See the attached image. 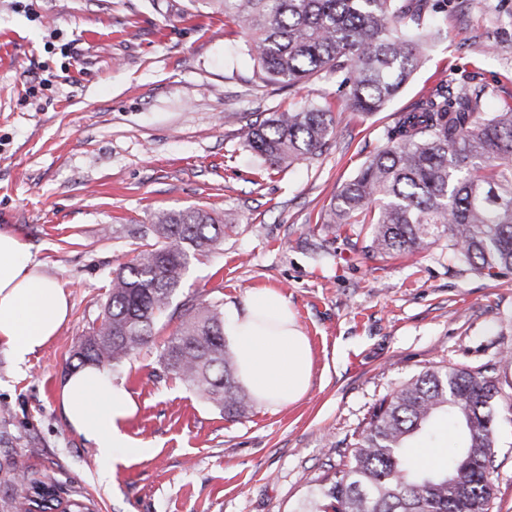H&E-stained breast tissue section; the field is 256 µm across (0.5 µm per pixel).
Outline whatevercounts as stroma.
Wrapping results in <instances>:
<instances>
[{
    "label": "stroma",
    "mask_w": 512,
    "mask_h": 512,
    "mask_svg": "<svg viewBox=\"0 0 512 512\" xmlns=\"http://www.w3.org/2000/svg\"><path fill=\"white\" fill-rule=\"evenodd\" d=\"M442 35L383 111L350 108L339 75L261 84L246 38L189 0H0V230L58 280L71 313L16 368L0 348V408L26 472L82 494L94 512H311L372 406L437 365L492 364L497 409L492 512H512V274L449 267L445 252L379 255L369 231L322 223L331 198L439 86L483 87L482 109L512 103V0H439ZM329 105L322 154L269 168L242 128L277 108ZM232 214L217 248L196 253L153 343L112 371L137 403L144 450L108 478L71 428L66 362L95 324L114 271L161 211ZM274 288L313 352L299 402L230 419L159 353L184 302L223 308Z\"/></svg>",
    "instance_id": "obj_1"
}]
</instances>
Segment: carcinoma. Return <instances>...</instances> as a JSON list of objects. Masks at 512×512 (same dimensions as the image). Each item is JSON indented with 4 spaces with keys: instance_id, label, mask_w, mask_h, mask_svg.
Here are the masks:
<instances>
[{
    "instance_id": "obj_1",
    "label": "carcinoma",
    "mask_w": 512,
    "mask_h": 512,
    "mask_svg": "<svg viewBox=\"0 0 512 512\" xmlns=\"http://www.w3.org/2000/svg\"><path fill=\"white\" fill-rule=\"evenodd\" d=\"M237 24L258 79L294 86L326 71L344 74L347 103L369 115L413 77L435 36L428 0H191ZM483 90L439 87L400 115L386 144L329 204L326 223L367 224L372 252L415 255L439 244L448 264L488 279L512 273V107L480 111ZM335 130L330 109L277 110L244 128L247 145L271 166L315 156ZM231 221L201 209L156 213L139 228L150 240L113 272L100 322L68 363L117 367L154 339L181 288L190 258L217 247ZM183 320L160 352L164 372L199 391L224 416H247L252 399L235 378L221 305L182 304ZM502 387L488 364L429 368L375 405L343 468L321 487L316 512H490L486 476L496 453ZM446 420L461 444L440 468L408 463L413 445ZM11 415L0 411V447H13ZM18 455L0 458V486L16 487ZM0 512H91L57 485L29 479Z\"/></svg>"
}]
</instances>
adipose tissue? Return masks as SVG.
Segmentation results:
<instances>
[{
	"instance_id": "1",
	"label": "adipose tissue",
	"mask_w": 512,
	"mask_h": 512,
	"mask_svg": "<svg viewBox=\"0 0 512 512\" xmlns=\"http://www.w3.org/2000/svg\"><path fill=\"white\" fill-rule=\"evenodd\" d=\"M69 311L65 289L28 257L16 233L0 231V347L12 362L26 365L58 334ZM224 331L236 347L237 379L259 404L284 406L308 392L311 345L278 291L249 293L241 307L229 308ZM62 407L69 425L105 466L141 453V444L126 431L137 406L106 371L87 366L69 375Z\"/></svg>"
}]
</instances>
